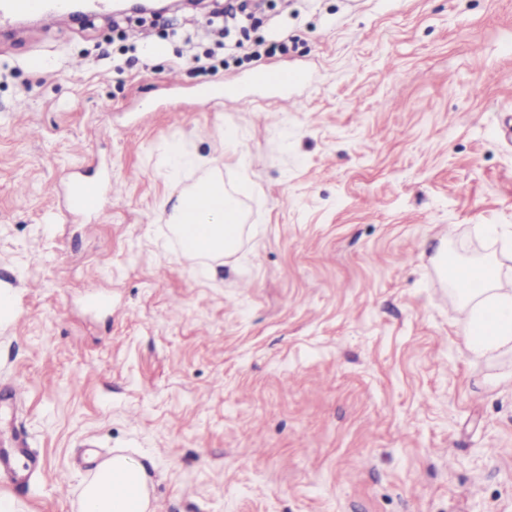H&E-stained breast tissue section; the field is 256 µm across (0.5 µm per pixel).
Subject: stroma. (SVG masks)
Returning a JSON list of instances; mask_svg holds the SVG:
<instances>
[{
    "mask_svg": "<svg viewBox=\"0 0 512 512\" xmlns=\"http://www.w3.org/2000/svg\"><path fill=\"white\" fill-rule=\"evenodd\" d=\"M236 18L207 76L203 14L0 31V451L42 464L0 474V498L78 512L120 450L158 512H512V354L466 349L434 262L443 245L512 270L475 232L512 226V0H250ZM244 28L276 53L235 52ZM266 67L311 81L252 85ZM218 87L251 105L204 100ZM175 143L246 176L242 261L184 255L164 224L197 179L167 177ZM75 180L96 211L67 208Z\"/></svg>",
    "mask_w": 512,
    "mask_h": 512,
    "instance_id": "1",
    "label": "stroma"
}]
</instances>
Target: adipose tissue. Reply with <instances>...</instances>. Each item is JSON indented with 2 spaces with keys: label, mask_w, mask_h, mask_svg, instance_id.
Masks as SVG:
<instances>
[{
  "label": "adipose tissue",
  "mask_w": 512,
  "mask_h": 512,
  "mask_svg": "<svg viewBox=\"0 0 512 512\" xmlns=\"http://www.w3.org/2000/svg\"><path fill=\"white\" fill-rule=\"evenodd\" d=\"M191 164L205 175L179 195L168 221L180 226L187 254L233 256L243 234L242 190L225 187L222 179L210 173L207 155H193ZM464 270L480 282L476 288H454L470 314L465 331L467 348L478 356L512 351V289L503 286L501 269L480 262L465 264ZM147 480L141 462L121 454L108 457L86 481L80 512H152Z\"/></svg>",
  "instance_id": "obj_1"
}]
</instances>
